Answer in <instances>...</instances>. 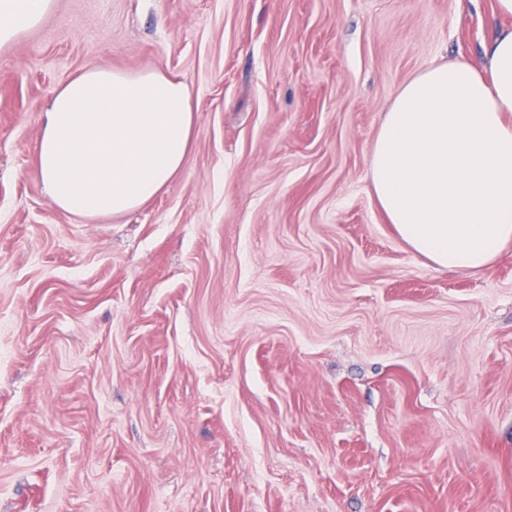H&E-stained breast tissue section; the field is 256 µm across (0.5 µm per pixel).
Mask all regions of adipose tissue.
I'll list each match as a JSON object with an SVG mask.
<instances>
[{
    "instance_id": "obj_1",
    "label": "adipose tissue",
    "mask_w": 512,
    "mask_h": 512,
    "mask_svg": "<svg viewBox=\"0 0 512 512\" xmlns=\"http://www.w3.org/2000/svg\"><path fill=\"white\" fill-rule=\"evenodd\" d=\"M53 0H0V48ZM512 28L485 70L458 59L408 81L381 116L370 155L379 206L434 265L471 273L512 244ZM193 131L191 91L160 71L88 70L53 96L36 144L44 186L62 209L118 216L180 170Z\"/></svg>"
}]
</instances>
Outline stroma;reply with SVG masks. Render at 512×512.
I'll return each mask as SVG.
<instances>
[{"label":"stroma","mask_w":512,"mask_h":512,"mask_svg":"<svg viewBox=\"0 0 512 512\" xmlns=\"http://www.w3.org/2000/svg\"><path fill=\"white\" fill-rule=\"evenodd\" d=\"M495 7L55 0L0 48V512H512V245L435 267L369 166ZM94 68L192 90L180 172L113 218L34 153Z\"/></svg>","instance_id":"1"}]
</instances>
